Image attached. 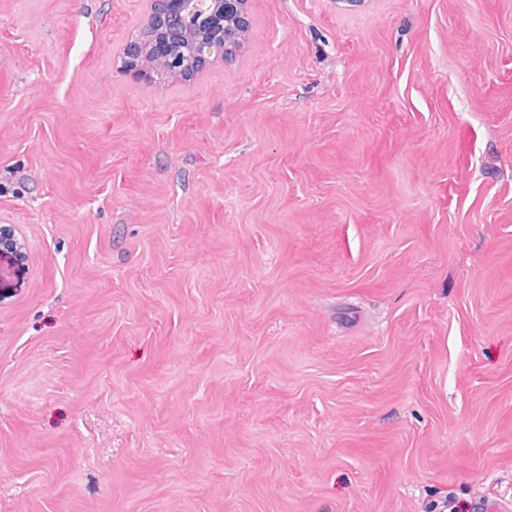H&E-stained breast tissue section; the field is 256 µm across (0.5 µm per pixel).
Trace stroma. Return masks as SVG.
Masks as SVG:
<instances>
[{"mask_svg": "<svg viewBox=\"0 0 512 512\" xmlns=\"http://www.w3.org/2000/svg\"><path fill=\"white\" fill-rule=\"evenodd\" d=\"M0 0V512L512 501V0ZM247 0H149L150 13L146 25L154 31L155 60L143 61V44H148L147 27H142L138 38L130 40L124 51L123 70L149 79L173 75L189 78L206 65L240 43L246 28L245 3ZM193 29L187 32V25ZM225 33V38H224ZM191 37V63L178 59L173 46L183 38ZM239 43L237 44V42ZM161 52H158V49Z\"/></svg>", "mask_w": 512, "mask_h": 512, "instance_id": "stroma-1", "label": "stroma"}]
</instances>
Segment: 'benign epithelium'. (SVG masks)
Returning <instances> with one entry per match:
<instances>
[{"instance_id": "7a95c632", "label": "benign epithelium", "mask_w": 512, "mask_h": 512, "mask_svg": "<svg viewBox=\"0 0 512 512\" xmlns=\"http://www.w3.org/2000/svg\"><path fill=\"white\" fill-rule=\"evenodd\" d=\"M147 25L154 31L155 60H144L143 44L130 40L124 51L123 70L149 79L165 75L189 78L237 45L246 28V0H149ZM191 39V63L173 54L181 39ZM12 255L25 260L23 244L0 229V256Z\"/></svg>"}]
</instances>
